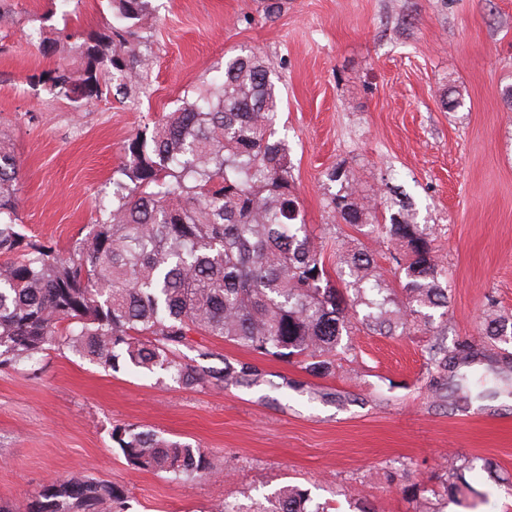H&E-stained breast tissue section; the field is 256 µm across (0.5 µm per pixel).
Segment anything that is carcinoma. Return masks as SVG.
I'll return each mask as SVG.
<instances>
[{
	"label": "carcinoma",
	"mask_w": 512,
	"mask_h": 512,
	"mask_svg": "<svg viewBox=\"0 0 512 512\" xmlns=\"http://www.w3.org/2000/svg\"><path fill=\"white\" fill-rule=\"evenodd\" d=\"M110 2L106 31L60 30L58 41L77 48L84 68L78 76L63 68L40 73L56 96L79 103L112 82L148 89L153 60L140 31L151 0ZM278 107L264 57L228 58L219 81L165 115L151 136L128 140L112 206L68 256L17 230L19 168L0 134V365L35 363L61 346L105 368L163 371L185 388L280 390L291 382L267 380L249 363L205 371L182 361L181 347L195 331L264 357L298 356L305 372L331 376L359 299L371 309L362 321L369 330L392 335L419 319L443 335L432 311L448 308L446 271L427 228L402 198L378 212L339 168L327 173L341 185L328 207L344 224H376L395 246L402 298L365 250L328 266L301 216L288 146L274 138ZM482 331L479 346L431 345L432 390L447 380L463 388L459 366L491 360L508 337L501 317L486 318ZM112 441L135 471L217 473L205 450L135 425L114 426ZM308 501L287 485L254 512H311ZM126 502L121 486L77 476L44 487L25 512H127Z\"/></svg>",
	"instance_id": "cac0c4a2"
}]
</instances>
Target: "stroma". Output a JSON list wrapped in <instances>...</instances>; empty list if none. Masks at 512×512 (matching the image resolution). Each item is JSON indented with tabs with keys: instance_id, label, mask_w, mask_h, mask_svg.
I'll list each match as a JSON object with an SVG mask.
<instances>
[{
	"instance_id": "obj_1",
	"label": "stroma",
	"mask_w": 512,
	"mask_h": 512,
	"mask_svg": "<svg viewBox=\"0 0 512 512\" xmlns=\"http://www.w3.org/2000/svg\"><path fill=\"white\" fill-rule=\"evenodd\" d=\"M0 28V131L20 165L18 216L28 240L71 253L112 200V177L136 134L224 72L230 56L262 54L278 75L276 135L295 191L329 263L375 256L397 287L392 244L337 223L333 168L374 204L400 188L430 230L448 272L446 346L478 344L488 313L512 318V0H152L148 94L108 90L82 107L53 96L37 73L79 72L58 28L104 31L108 0L63 13L50 0H7ZM429 332L343 337L336 373L260 357L190 333L185 362H250L295 388H185L163 373L112 371L51 348L0 366V503L23 512L43 486L71 476L122 485L129 512L250 508L279 488L308 490L333 512H512V394L438 397L428 386ZM134 424L210 451L215 476L173 479L130 469L114 425ZM466 466L452 484L449 464Z\"/></svg>"
}]
</instances>
